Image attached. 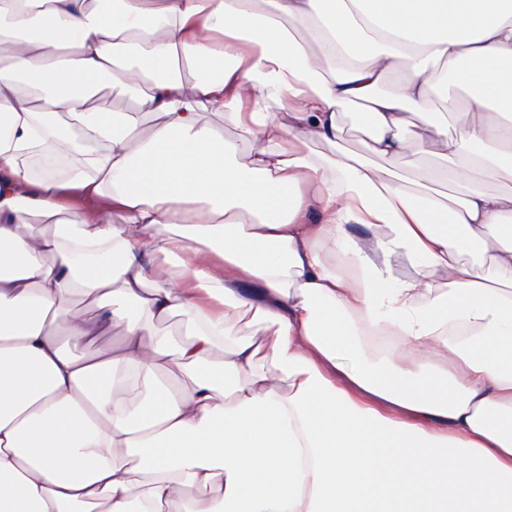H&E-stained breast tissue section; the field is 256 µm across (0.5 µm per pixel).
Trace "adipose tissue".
<instances>
[{
	"label": "adipose tissue",
	"instance_id": "adipose-tissue-1",
	"mask_svg": "<svg viewBox=\"0 0 512 512\" xmlns=\"http://www.w3.org/2000/svg\"><path fill=\"white\" fill-rule=\"evenodd\" d=\"M0 512H512V0H0ZM340 112H345L346 132L343 145L352 152L366 154L368 152V139L360 119V112L352 105L342 107ZM416 150L422 152L415 158V166L408 168V172L414 179H423L427 171L439 164V159L429 142L423 147H416Z\"/></svg>",
	"mask_w": 512,
	"mask_h": 512
}]
</instances>
